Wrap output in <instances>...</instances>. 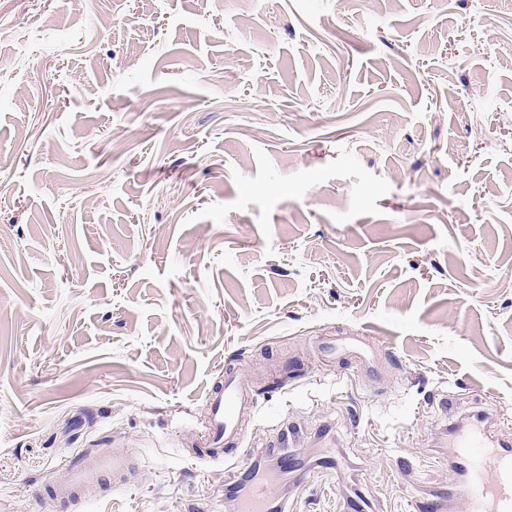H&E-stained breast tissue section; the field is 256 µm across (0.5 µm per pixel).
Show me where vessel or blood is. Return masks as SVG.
Segmentation results:
<instances>
[{
	"instance_id": "1",
	"label": "vessel or blood",
	"mask_w": 512,
	"mask_h": 512,
	"mask_svg": "<svg viewBox=\"0 0 512 512\" xmlns=\"http://www.w3.org/2000/svg\"><path fill=\"white\" fill-rule=\"evenodd\" d=\"M210 417L205 424V454L224 456L226 444H241L243 427L251 417L256 399L252 380L245 374H228L210 386L207 393ZM448 464L461 475L469 512H512V441L500 440L491 448L477 436L463 438L448 454ZM121 461L103 452L83 463L66 486L52 487L49 495L61 502H77L87 487L118 477ZM269 489L266 482L252 483L239 502L238 512H266Z\"/></svg>"
}]
</instances>
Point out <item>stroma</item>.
<instances>
[{
  "label": "stroma",
  "instance_id": "stroma-1",
  "mask_svg": "<svg viewBox=\"0 0 512 512\" xmlns=\"http://www.w3.org/2000/svg\"><path fill=\"white\" fill-rule=\"evenodd\" d=\"M0 512H468L512 429V0H0ZM369 338L365 359L320 338ZM256 421L191 460L206 392ZM121 482L59 504L85 456ZM210 417L204 428L205 454L210 459L224 458V443L243 440V427L251 417L256 399L252 380L246 374H224L207 393ZM496 442L499 448H488L473 435L448 452V465L461 475L470 512H512L511 439ZM249 473H251V476L246 482L239 483L232 488L236 494V500L238 501L239 498L241 499L239 502L238 511L267 512L266 506L269 501V489L267 483L264 481H255L252 483L250 488L248 483L253 480L262 479L263 477H266L272 481L276 478L277 472L270 467L261 466L258 464ZM246 492L247 495L244 497Z\"/></svg>",
  "mask_w": 512,
  "mask_h": 512
}]
</instances>
